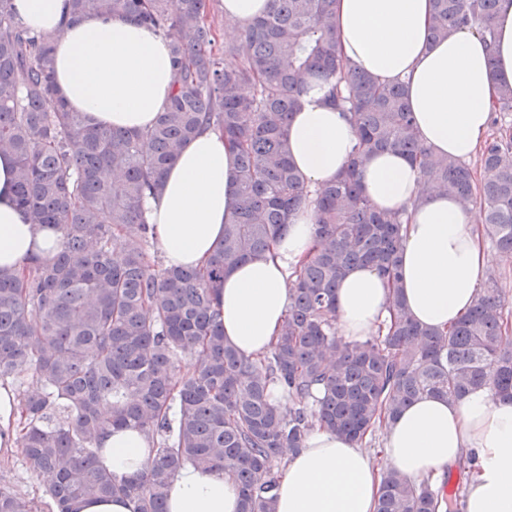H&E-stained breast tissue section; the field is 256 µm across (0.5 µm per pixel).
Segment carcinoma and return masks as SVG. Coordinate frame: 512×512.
<instances>
[{
	"instance_id": "1",
	"label": "carcinoma",
	"mask_w": 512,
	"mask_h": 512,
	"mask_svg": "<svg viewBox=\"0 0 512 512\" xmlns=\"http://www.w3.org/2000/svg\"><path fill=\"white\" fill-rule=\"evenodd\" d=\"M225 46L213 0H71L72 21L124 16L169 43L174 86L154 124L129 133L95 124L57 96L54 37L33 32L0 0V153L14 156L15 192L30 223L61 233L54 254L0 270V381L27 373L17 443L30 474H50L47 508L75 512L87 497L123 496L132 512H166L186 464L237 481L240 512H275L284 449L318 425L357 443L424 396L455 400L487 388L512 401V309L490 278L446 330L412 319L399 287L403 216L363 193L359 170L380 151L418 167L429 192L454 197L482 238L512 254V135L484 143L476 164L438 157L421 142L403 83H380L339 54L335 0H272ZM498 0H433L429 38L474 28L495 41ZM234 62L224 63V53ZM355 126L352 159L335 181L309 190L286 149V126L310 81ZM492 111L512 112V87ZM206 129L237 149L232 223L201 268L150 257L153 228L140 203L171 160ZM122 175V183L112 174ZM482 176H477V173ZM314 209V241L292 273L276 342L249 359L224 339L216 290L224 274L267 250L296 212ZM389 286L383 336H338L336 286L352 267ZM188 357L191 373H179ZM279 386L287 404L270 398ZM133 429L155 446L144 472L99 464L96 439ZM430 482L382 473L376 512H450ZM0 512H39L0 483Z\"/></svg>"
}]
</instances>
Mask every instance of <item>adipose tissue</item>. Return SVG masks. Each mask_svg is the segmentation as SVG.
<instances>
[{
	"instance_id": "ef3b65f1",
	"label": "adipose tissue",
	"mask_w": 512,
	"mask_h": 512,
	"mask_svg": "<svg viewBox=\"0 0 512 512\" xmlns=\"http://www.w3.org/2000/svg\"><path fill=\"white\" fill-rule=\"evenodd\" d=\"M24 22L55 33V89L71 110L122 130L156 120L173 83L165 40L121 17L67 20L69 0H14ZM432 0H336V38L342 56L380 82L405 80L422 142L437 156L468 159L488 129L499 90L512 86V0H499L496 39L486 44L468 28L428 41ZM312 84L288 124L289 156L309 186L335 180L347 167L355 130L346 114L326 104ZM235 153L219 131L187 142L168 168L157 196L143 201L155 244L169 266L198 268L211 257L231 221ZM365 195L386 212H405L399 251L400 287L410 316L441 330L474 305L487 255L471 213L445 194H427L415 164L383 151L365 163ZM15 163L0 154V268L19 271L24 260L45 259L60 241L53 226L29 222L16 203ZM312 212L291 220L264 255L224 277L216 304L224 337L248 358L276 340L288 306L291 273L311 249ZM341 336L364 339L390 317L388 288L377 271L359 266L336 288ZM103 466L116 475L143 472L151 444L135 430L97 440ZM384 456L374 461L358 444L313 427L303 448L286 455L275 490V512H375L384 470L408 481L437 480L475 452L465 512H512V402L485 388L448 401L425 396L389 421ZM235 479L221 470L184 465L167 492V512H239Z\"/></svg>"
}]
</instances>
